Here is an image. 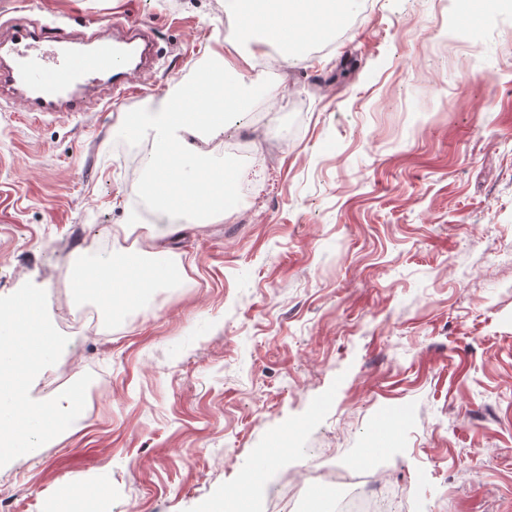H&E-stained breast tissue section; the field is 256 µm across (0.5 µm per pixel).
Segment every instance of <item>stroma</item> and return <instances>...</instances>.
Segmentation results:
<instances>
[{
    "label": "stroma",
    "mask_w": 512,
    "mask_h": 512,
    "mask_svg": "<svg viewBox=\"0 0 512 512\" xmlns=\"http://www.w3.org/2000/svg\"><path fill=\"white\" fill-rule=\"evenodd\" d=\"M116 18L156 43L135 95L45 117L0 96V297L148 224L131 186L153 136L118 115L191 85L213 49L257 60L200 162L255 190L171 236L172 287L69 333L35 378L43 399L62 365L94 376L81 430L0 467L14 512H53L71 483L99 489L89 512H204L258 462L261 503L335 471V512L388 412L372 462L391 512H512V0L473 25L454 0H350L349 34L288 63L225 37V0H0V24L77 37Z\"/></svg>",
    "instance_id": "35a3bbf8"
}]
</instances>
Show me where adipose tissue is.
Masks as SVG:
<instances>
[{
	"label": "adipose tissue",
	"instance_id": "adipose-tissue-1",
	"mask_svg": "<svg viewBox=\"0 0 512 512\" xmlns=\"http://www.w3.org/2000/svg\"><path fill=\"white\" fill-rule=\"evenodd\" d=\"M227 9L242 27L258 34L263 42L291 51L300 58L308 40H321L342 26L347 18L346 0H227ZM219 68L195 91L165 95L150 100V126L155 148L147 164L146 180L135 186V193H149L160 212L171 214H209L223 206L236 172L227 167L201 168L196 183L184 180V169L193 161L197 141L223 129L225 116L245 111L248 100L226 72L248 66V57L237 60L216 55ZM121 127L140 133L141 120L121 114ZM149 249L123 251L99 259L95 265L75 264L67 272L80 297L96 300L110 314L139 305L147 291L170 284L169 267L163 256L166 247L161 235L147 229Z\"/></svg>",
	"mask_w": 512,
	"mask_h": 512
}]
</instances>
